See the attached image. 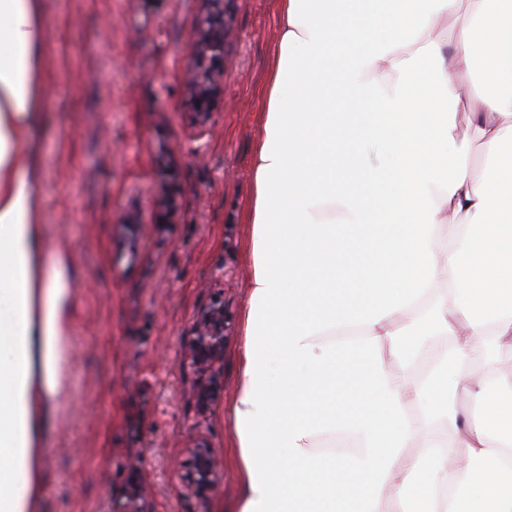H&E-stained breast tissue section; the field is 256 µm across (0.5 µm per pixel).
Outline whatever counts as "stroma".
Here are the masks:
<instances>
[{
	"label": "stroma",
	"mask_w": 512,
	"mask_h": 512,
	"mask_svg": "<svg viewBox=\"0 0 512 512\" xmlns=\"http://www.w3.org/2000/svg\"><path fill=\"white\" fill-rule=\"evenodd\" d=\"M39 131L48 251L75 270L69 387L39 413L31 512H217L238 486L228 411L249 275V168L278 39L275 0H224V90L191 103L205 0H43ZM224 308V356L191 357ZM217 477L184 492L198 443Z\"/></svg>",
	"instance_id": "stroma-1"
}]
</instances>
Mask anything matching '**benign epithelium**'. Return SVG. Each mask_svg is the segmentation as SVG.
I'll use <instances>...</instances> for the list:
<instances>
[{
  "label": "benign epithelium",
  "mask_w": 512,
  "mask_h": 512,
  "mask_svg": "<svg viewBox=\"0 0 512 512\" xmlns=\"http://www.w3.org/2000/svg\"><path fill=\"white\" fill-rule=\"evenodd\" d=\"M209 8L198 20L195 54L197 67L188 75L195 112L204 123L221 93L222 75L215 67L224 50L223 0H207ZM193 357L203 369L210 367L224 353V308L215 306L204 312L195 326ZM193 476L189 490L197 493L213 483L216 464L211 449L199 445L192 449Z\"/></svg>",
  "instance_id": "1"
}]
</instances>
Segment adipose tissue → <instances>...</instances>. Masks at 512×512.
<instances>
[{
  "instance_id": "obj_1",
  "label": "adipose tissue",
  "mask_w": 512,
  "mask_h": 512,
  "mask_svg": "<svg viewBox=\"0 0 512 512\" xmlns=\"http://www.w3.org/2000/svg\"><path fill=\"white\" fill-rule=\"evenodd\" d=\"M277 0L250 168L249 278L219 512H512V0ZM42 0H0V512H27L31 411L68 376V254H46ZM437 91L408 92L421 61ZM487 152L466 165L452 80ZM38 350H31V343ZM456 444H449V437ZM417 445L409 462L401 451ZM464 447L457 458L456 447ZM471 5V0H459L455 15L440 28L441 39L449 49L458 42L462 28L469 20Z\"/></svg>"
}]
</instances>
